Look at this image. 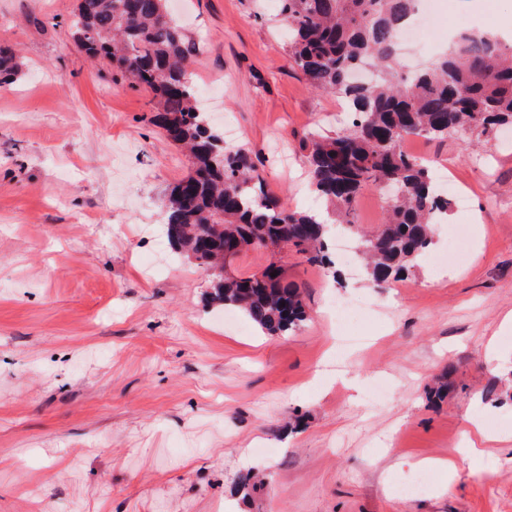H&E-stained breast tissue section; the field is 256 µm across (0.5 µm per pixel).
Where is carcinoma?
<instances>
[{
    "instance_id": "carcinoma-1",
    "label": "carcinoma",
    "mask_w": 512,
    "mask_h": 512,
    "mask_svg": "<svg viewBox=\"0 0 512 512\" xmlns=\"http://www.w3.org/2000/svg\"><path fill=\"white\" fill-rule=\"evenodd\" d=\"M417 2L279 0L288 65L314 90L336 93L349 105L347 126L302 143L311 186L328 216L346 224L365 190L384 194L381 226L358 240L373 288L408 276L448 213L430 167L402 143L487 137L512 122V46L485 32L452 36L427 68L403 75L397 32ZM72 25L88 56L108 59L152 95L153 125L191 156V172L165 196L164 229L173 249L208 274L209 301L240 310L268 336L299 328L306 304L282 258L291 252L311 265L333 264L327 221L268 192L250 152L225 144L213 129L187 78L195 45L169 16L166 0H78ZM358 68L371 70L374 80L354 83ZM18 70L15 52L0 46V83ZM257 250L273 256L259 272L209 273L219 254L230 261ZM447 396L444 378L429 388L433 407Z\"/></svg>"
}]
</instances>
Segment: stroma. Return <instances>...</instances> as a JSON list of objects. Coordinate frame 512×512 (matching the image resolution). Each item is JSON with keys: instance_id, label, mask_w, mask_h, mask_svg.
I'll list each match as a JSON object with an SVG mask.
<instances>
[{"instance_id": "stroma-1", "label": "stroma", "mask_w": 512, "mask_h": 512, "mask_svg": "<svg viewBox=\"0 0 512 512\" xmlns=\"http://www.w3.org/2000/svg\"><path fill=\"white\" fill-rule=\"evenodd\" d=\"M77 0H0L20 71L0 86V512H512V126L414 141L465 192L435 251L377 290L361 265L296 256L308 320L278 338L217 327L206 276L163 240L191 163L151 95L74 43ZM204 51L188 68L288 207L315 200L301 141L341 102L285 61L278 0H169ZM368 306L356 341L336 298ZM451 369L429 407L427 385ZM360 374L357 389L341 375ZM487 442L463 459L470 421ZM443 458L420 494L398 486ZM264 475L248 500L239 476Z\"/></svg>"}]
</instances>
